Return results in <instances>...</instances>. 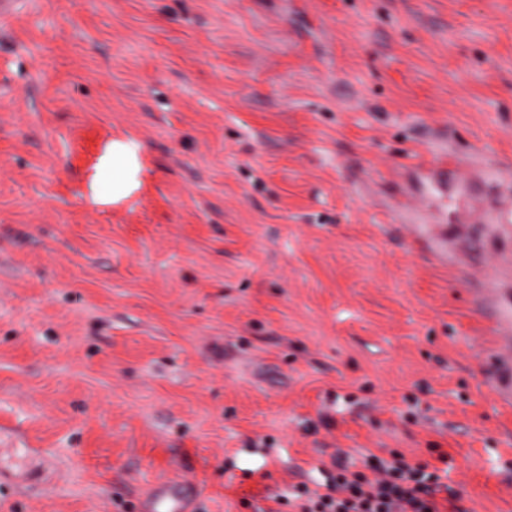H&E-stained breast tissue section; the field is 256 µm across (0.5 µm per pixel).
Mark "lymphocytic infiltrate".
I'll return each mask as SVG.
<instances>
[{"mask_svg": "<svg viewBox=\"0 0 512 512\" xmlns=\"http://www.w3.org/2000/svg\"><path fill=\"white\" fill-rule=\"evenodd\" d=\"M370 475L340 463L324 490L294 492L298 512H463L449 471L404 455H370Z\"/></svg>", "mask_w": 512, "mask_h": 512, "instance_id": "obj_1", "label": "lymphocytic infiltrate"}]
</instances>
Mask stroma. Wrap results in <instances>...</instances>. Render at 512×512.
<instances>
[{
	"label": "stroma",
	"instance_id": "stroma-1",
	"mask_svg": "<svg viewBox=\"0 0 512 512\" xmlns=\"http://www.w3.org/2000/svg\"><path fill=\"white\" fill-rule=\"evenodd\" d=\"M512 0H35L0 22V512H294L448 454L512 512ZM182 483L167 480L146 496V512H196V499L187 494Z\"/></svg>",
	"mask_w": 512,
	"mask_h": 512
}]
</instances>
